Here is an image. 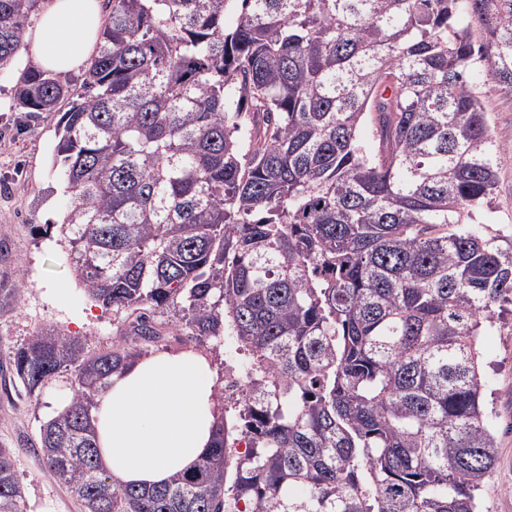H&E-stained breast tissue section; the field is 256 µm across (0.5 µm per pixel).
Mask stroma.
Masks as SVG:
<instances>
[{
    "label": "stroma",
    "mask_w": 512,
    "mask_h": 512,
    "mask_svg": "<svg viewBox=\"0 0 512 512\" xmlns=\"http://www.w3.org/2000/svg\"><path fill=\"white\" fill-rule=\"evenodd\" d=\"M0 70V447L12 449L23 492V512H83L78 499L58 482L37 450L41 425L73 396L63 372L39 396L28 395L10 370L11 353L38 330L51 329L83 341L86 353L111 349L128 335L126 314L91 300L71 272L68 247L59 232L38 226L58 222L68 205L53 165L56 115L32 119L14 107L22 67ZM501 150L491 226L512 238V94L489 89L481 97ZM72 288L59 300L57 288ZM482 370L494 414L497 458L480 492L484 512H512V313L504 312L482 338Z\"/></svg>",
    "instance_id": "35a3bbf8"
}]
</instances>
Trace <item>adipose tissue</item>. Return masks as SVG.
<instances>
[{"label":"adipose tissue","instance_id":"ef3b65f1","mask_svg":"<svg viewBox=\"0 0 512 512\" xmlns=\"http://www.w3.org/2000/svg\"><path fill=\"white\" fill-rule=\"evenodd\" d=\"M100 0H47L28 33L34 64L80 68L98 40ZM218 376L197 349L153 352L110 377L92 410L103 467L117 486H152L192 468L212 448L221 416Z\"/></svg>","mask_w":512,"mask_h":512}]
</instances>
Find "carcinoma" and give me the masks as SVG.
<instances>
[{
  "instance_id": "1",
  "label": "carcinoma",
  "mask_w": 512,
  "mask_h": 512,
  "mask_svg": "<svg viewBox=\"0 0 512 512\" xmlns=\"http://www.w3.org/2000/svg\"><path fill=\"white\" fill-rule=\"evenodd\" d=\"M40 2L0 0V68ZM107 3L81 89L29 67L14 96L69 102L56 227L137 341L166 314L187 342L232 337L251 378L191 471L117 487L90 413L135 353L40 330L13 373L76 385L40 427L46 466L85 512H481V338L512 304V240L472 223L500 158L476 82L512 93V0ZM22 498L0 448V512Z\"/></svg>"
}]
</instances>
